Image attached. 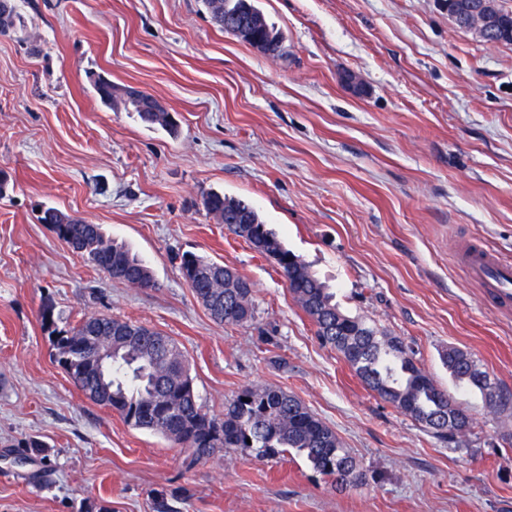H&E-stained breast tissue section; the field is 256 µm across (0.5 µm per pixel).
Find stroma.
<instances>
[{
    "mask_svg": "<svg viewBox=\"0 0 512 512\" xmlns=\"http://www.w3.org/2000/svg\"><path fill=\"white\" fill-rule=\"evenodd\" d=\"M255 4L281 56L225 33L203 0H17L0 34V512H512V416L456 389L441 360L461 348L512 391V303L487 300L462 264L473 244L512 260V45L456 27L443 0ZM97 75L151 94L177 134L103 105ZM211 191L250 203L343 313L415 348L474 419L462 446L320 343L276 263L207 215ZM46 206L125 243L156 288L72 252L40 222ZM185 253L253 282V322L211 319ZM47 302L65 329L105 314L171 336L209 414L250 386L295 394L361 484L336 489L291 451L195 461L134 428L55 362Z\"/></svg>",
    "mask_w": 512,
    "mask_h": 512,
    "instance_id": "1",
    "label": "stroma"
}]
</instances>
